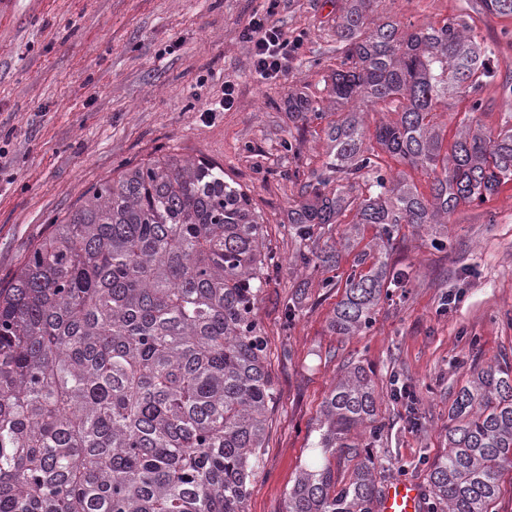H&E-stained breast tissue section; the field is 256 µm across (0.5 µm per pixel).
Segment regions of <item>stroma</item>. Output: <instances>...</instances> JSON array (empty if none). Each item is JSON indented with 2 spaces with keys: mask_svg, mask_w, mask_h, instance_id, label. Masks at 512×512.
I'll return each mask as SVG.
<instances>
[{
  "mask_svg": "<svg viewBox=\"0 0 512 512\" xmlns=\"http://www.w3.org/2000/svg\"><path fill=\"white\" fill-rule=\"evenodd\" d=\"M340 4L281 0L273 20L300 46L285 78L264 80L242 31L266 0H0V135L9 139L0 159L1 280L92 185L164 153L223 165L264 218L280 268L256 317L275 397L246 512H285L296 476L315 461L314 428L345 364L364 366L381 399L377 432L361 441L382 483L423 486L429 462L448 451V410L471 365L512 358V181L484 203L459 207L445 248L400 225L388 261L404 283L362 335H336L330 321L375 225H362L353 247L339 251L335 287H319L321 271L291 263L288 205L303 185L292 174L322 166L337 117L327 83ZM374 10L405 25L466 16L512 70V17L486 14L479 0H377ZM228 84L233 108L209 111ZM292 93L316 102L324 119L295 120ZM286 141L296 153L283 149ZM449 294L457 303L446 308Z\"/></svg>",
  "mask_w": 512,
  "mask_h": 512,
  "instance_id": "35a3bbf8",
  "label": "stroma"
}]
</instances>
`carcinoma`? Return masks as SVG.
<instances>
[{
	"instance_id": "obj_1",
	"label": "carcinoma",
	"mask_w": 512,
	"mask_h": 512,
	"mask_svg": "<svg viewBox=\"0 0 512 512\" xmlns=\"http://www.w3.org/2000/svg\"><path fill=\"white\" fill-rule=\"evenodd\" d=\"M374 0H344L336 15L329 96L340 115L330 150L288 207L294 262L322 268L336 287L334 246L313 251L348 207L375 224L373 262L345 280L331 328H370L389 298L387 246L401 224L429 231L462 205L512 181V125L494 138L476 114L480 88L501 74L494 46L461 18L403 29L373 15ZM512 16V0H480ZM471 97L451 154H440L437 105ZM389 102L398 118L374 138L432 175L430 196L383 170L357 103ZM303 123L324 118L307 96L288 97ZM364 183L366 191L357 193ZM280 262L263 218L224 167L164 154L92 187L50 225L0 287V512H245L275 393L255 309ZM379 396L364 367L346 366L321 410L314 447L285 512H375L377 463L354 441L376 433ZM344 462V467L336 461ZM512 469V364L475 367L451 405L448 453L429 466L440 512H496Z\"/></svg>"
}]
</instances>
